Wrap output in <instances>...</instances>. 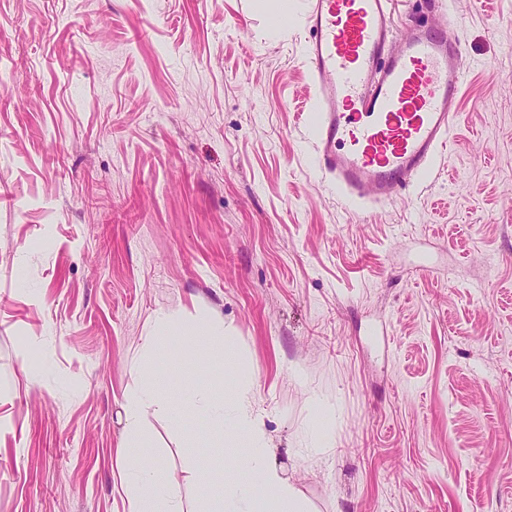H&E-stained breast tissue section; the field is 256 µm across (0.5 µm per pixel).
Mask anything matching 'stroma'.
I'll return each instance as SVG.
<instances>
[{
	"instance_id": "35a3bbf8",
	"label": "stroma",
	"mask_w": 512,
	"mask_h": 512,
	"mask_svg": "<svg viewBox=\"0 0 512 512\" xmlns=\"http://www.w3.org/2000/svg\"><path fill=\"white\" fill-rule=\"evenodd\" d=\"M254 2L0 0V512H128L165 312L224 328L167 337L142 417L189 512L179 407L218 364L311 512H512V0H393L462 17L470 68L451 151L373 209L315 161L307 0L275 36ZM159 332L149 336L144 344L145 359L140 364L145 384L138 395L125 407V423L128 434L134 439L123 446V476L121 487L128 497L129 512H185L177 483L156 466L147 464L138 439L142 411L152 407L168 413L170 396L157 382L154 365L166 353L164 336H190L197 343L216 336L214 325L198 319L192 323H176L168 315L158 318Z\"/></svg>"
}]
</instances>
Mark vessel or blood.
I'll return each mask as SVG.
<instances>
[{
	"mask_svg": "<svg viewBox=\"0 0 512 512\" xmlns=\"http://www.w3.org/2000/svg\"><path fill=\"white\" fill-rule=\"evenodd\" d=\"M316 161L354 203L419 184L450 143L468 60L445 28L393 25L390 0H309Z\"/></svg>",
	"mask_w": 512,
	"mask_h": 512,
	"instance_id": "vessel-or-blood-1",
	"label": "vessel or blood"
}]
</instances>
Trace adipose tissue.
Returning <instances> with one entry per match:
<instances>
[{
	"label": "adipose tissue",
	"instance_id": "obj_1",
	"mask_svg": "<svg viewBox=\"0 0 512 512\" xmlns=\"http://www.w3.org/2000/svg\"><path fill=\"white\" fill-rule=\"evenodd\" d=\"M158 324V333L149 336L144 344L141 371L145 384L125 408L131 440L123 447L121 487L128 497L129 512H184L176 481L144 459V445L138 438L142 411L150 407L165 413L170 408V396L158 383L154 369L156 361L166 353V337L189 336L202 342L215 334L214 325L203 319L177 323L163 315ZM183 404L206 425H223L228 438L243 442L248 449L241 463L247 476L241 480L225 478L223 473L198 465V492L205 512H308L298 491L269 460L265 431L255 413L246 377H238L235 393L229 399H216L213 386L208 383L190 391Z\"/></svg>",
	"mask_w": 512,
	"mask_h": 512
}]
</instances>
